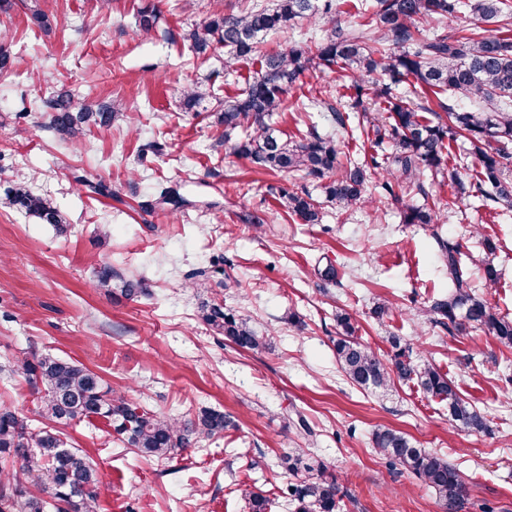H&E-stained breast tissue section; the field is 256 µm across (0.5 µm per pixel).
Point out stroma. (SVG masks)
Returning <instances> with one entry per match:
<instances>
[{
	"label": "stroma",
	"mask_w": 512,
	"mask_h": 512,
	"mask_svg": "<svg viewBox=\"0 0 512 512\" xmlns=\"http://www.w3.org/2000/svg\"><path fill=\"white\" fill-rule=\"evenodd\" d=\"M152 3L177 40L138 30V10ZM34 7L47 27L31 23ZM209 8V0H12L0 11L14 58L0 73V196L28 184L51 195L67 223L61 233L0 208V403L33 410L35 397L15 367L35 349L83 364L156 413L216 409L234 417L236 428L162 463L130 452L105 421L65 426L71 446L98 471L97 512H250L253 493L267 500V512H295L280 463L294 448L335 470L340 512H442L424 484L374 448L382 426L463 472L466 512H512V349L485 331L451 336L424 321L429 299L448 290L430 225L403 223L398 207L384 202L343 213L328 201L321 223H300L279 201L295 177L216 148L223 99L236 96L259 63L228 71L223 51L201 59L180 40ZM204 80L216 93L207 111H183V89ZM352 80L340 69L303 74L275 114V129L292 140L313 125L338 134L325 113L304 110L313 98L357 127ZM62 87L79 100L122 101L138 122L115 121L77 144L60 140L46 126L44 102ZM79 176L105 182L111 196L78 191ZM423 183L406 202H443L442 234L461 244L465 275L512 317V211L458 196L448 183ZM165 187L178 190L183 205L157 204ZM256 211L266 216L258 228L247 221ZM488 243L497 254L493 283L478 266ZM327 262L335 281L316 274ZM104 264L144 279L147 295L127 300L94 288ZM202 267L222 269L229 286L215 277L207 289L189 287L187 275ZM211 299L250 319L267 335L266 348L241 349L214 335L198 318ZM380 303L390 306L381 320L372 314ZM340 310L383 359L392 356L389 336L403 338L413 361L448 375L487 429L453 427L445 407L413 384L383 392L349 383L334 351ZM300 416L313 437L295 428Z\"/></svg>",
	"instance_id": "35a3bbf8"
}]
</instances>
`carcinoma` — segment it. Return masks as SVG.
Listing matches in <instances>:
<instances>
[{
    "label": "carcinoma",
    "instance_id": "carcinoma-1",
    "mask_svg": "<svg viewBox=\"0 0 512 512\" xmlns=\"http://www.w3.org/2000/svg\"><path fill=\"white\" fill-rule=\"evenodd\" d=\"M332 7V0H273L239 14L217 9L202 25L183 33V41L199 57L208 56L218 45L227 48L226 71L242 60L259 59L260 69L248 86L224 101L220 113L224 139L218 145L231 146L238 157L265 170L322 182L326 197L345 209L368 206L376 193L400 205L403 223L435 224L437 214L432 207L409 204L404 194L414 187L423 189L420 176L427 170L448 178L465 193L461 177L465 165L451 163V147L445 143L455 129L471 146L472 191L512 208V179L508 177L512 171V37L474 33L452 38L423 27L425 23H443L468 9L478 22L505 29L512 23L508 0H371L357 8L361 21L355 28L335 26L312 47L292 42L280 51H262L266 35L285 33L295 21L326 15ZM159 18L158 7H145L137 13L138 27L153 30ZM321 67L360 73L351 84L356 104L366 100L385 104V117L363 132L373 136L376 147L391 144L387 165L374 156L367 162L343 155L341 141L314 127L307 136L293 141L272 127L285 94L305 72ZM400 84L410 87L413 94L431 92L448 122L432 121L425 109L393 94L392 86ZM208 98L202 87H190L182 92L181 107L185 112L206 111ZM46 108L48 128L75 144L93 127H112L121 104L91 99L76 103L69 91L62 90L46 102ZM280 199L288 215L304 224L320 222L319 206L305 189H283ZM0 206L65 228L53 198L37 194L25 184L9 189L0 197ZM433 236L448 269L450 288L430 300L423 315L452 335L483 328L501 345L512 348V320L472 291L462 271L459 243L444 239L436 230ZM481 264L486 278L495 281V247L489 243ZM94 287L126 299L147 294L143 280L109 267L98 271ZM199 313L215 334L238 347L259 350L267 345V337L248 320L214 301L202 302ZM336 323V359L353 385L387 390L396 379L410 381L448 407V421L473 431L487 427L485 417L461 397L452 380L433 365L416 364L406 356L400 337H387L396 350L387 364L357 340L348 314H336ZM18 370L36 395L34 415L40 425L0 405V512H6V504L13 507L12 512H46L49 505L56 512H96L98 472L86 456L69 446L65 434L56 429L58 424L105 417L128 448L157 462L173 459L201 438L218 437L236 427L234 419L216 410L193 418L139 411L125 395L104 388L96 373L49 353H31L20 361ZM373 443L391 464L426 485L444 512H463L466 480L447 459L414 447L405 435L389 428L377 430ZM282 467L291 476L303 475L300 483L287 487L296 512H337L341 496L335 471L307 458L300 448L282 458Z\"/></svg>",
    "mask_w": 512,
    "mask_h": 512
}]
</instances>
